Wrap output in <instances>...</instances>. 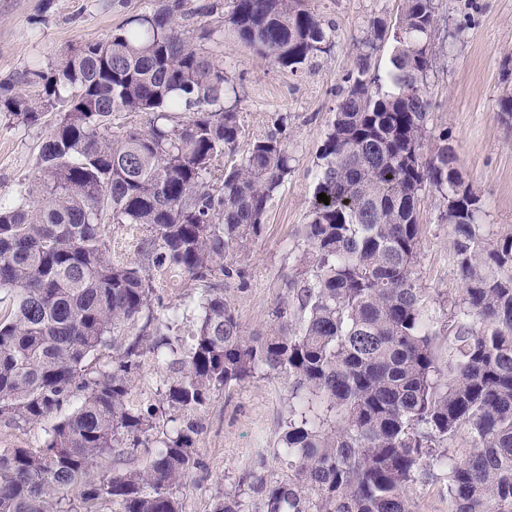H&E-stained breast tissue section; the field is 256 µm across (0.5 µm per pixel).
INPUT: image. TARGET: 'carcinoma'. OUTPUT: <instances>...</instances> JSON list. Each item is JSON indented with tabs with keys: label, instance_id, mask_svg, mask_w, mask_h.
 <instances>
[{
	"label": "carcinoma",
	"instance_id": "obj_1",
	"mask_svg": "<svg viewBox=\"0 0 512 512\" xmlns=\"http://www.w3.org/2000/svg\"><path fill=\"white\" fill-rule=\"evenodd\" d=\"M440 21L436 0H403L392 27L369 22L318 156L314 194L329 204L313 201L291 300L261 334L244 330L224 290L245 275L290 156L270 132L210 187L213 160L240 132L224 63L203 48L224 25L190 36L162 5L0 85V112L23 124L58 110L39 181L0 203V422L59 416L36 447L0 450V512H183L202 408L271 374L288 378L293 402L276 453L287 474L269 478L259 458L213 512H412L409 486L435 468L452 512H512V230L488 244L446 134L424 153ZM227 24L293 72L330 49L307 0H232ZM385 40L382 73L372 57ZM114 112L148 120L114 132ZM430 191L461 279L445 361L416 272ZM162 273L197 292L164 302ZM106 347L112 364H92ZM150 362L155 397L136 401ZM141 448L155 449L142 468ZM107 455L124 468L87 478Z\"/></svg>",
	"mask_w": 512,
	"mask_h": 512
}]
</instances>
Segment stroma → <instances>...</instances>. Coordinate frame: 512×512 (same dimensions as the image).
<instances>
[{
    "label": "stroma",
    "instance_id": "obj_1",
    "mask_svg": "<svg viewBox=\"0 0 512 512\" xmlns=\"http://www.w3.org/2000/svg\"><path fill=\"white\" fill-rule=\"evenodd\" d=\"M162 0H0V83H14L35 64L50 68L61 53L106 39L130 16L157 8ZM325 23L331 47L302 69L290 71L258 58L225 33L205 48L231 71L233 105L240 135L233 152L211 167L208 181L221 188L224 168L240 161L254 139L273 129L291 158V171L270 201L260 237L251 245L244 279L228 284L225 296L245 330L262 333L273 307L288 297L304 244L298 236L309 211L318 154L335 117L338 94L354 67L359 40L370 20L397 21L402 0H309ZM436 60L427 83L432 100L429 126L447 132L455 166L482 203L480 222L488 241L512 228V122L500 119L502 94L512 91V0H439ZM55 120L25 126L0 115V200L15 201L21 187L39 177L42 140ZM435 194L422 202L417 263L429 316L428 328L442 333L448 301L461 282L453 230L441 217ZM289 384L279 375L260 376L214 396L202 414L197 446L202 461L180 487L185 512H212L214 501L237 485L257 457L269 476L284 467L276 456L288 414ZM445 472L410 486L413 512H450Z\"/></svg>",
    "mask_w": 512,
    "mask_h": 512
}]
</instances>
